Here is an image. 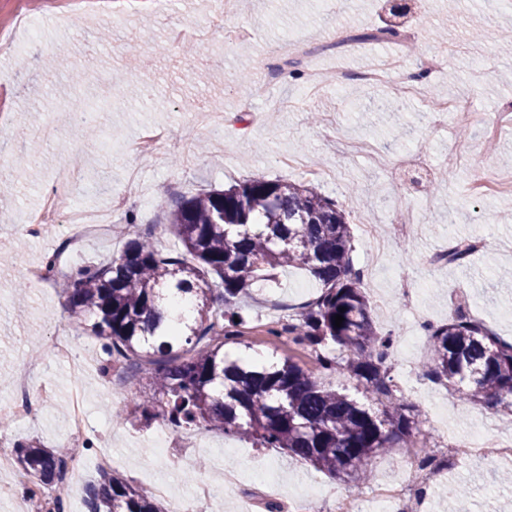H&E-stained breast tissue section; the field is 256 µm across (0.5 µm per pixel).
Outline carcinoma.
Here are the masks:
<instances>
[{
	"mask_svg": "<svg viewBox=\"0 0 512 512\" xmlns=\"http://www.w3.org/2000/svg\"><path fill=\"white\" fill-rule=\"evenodd\" d=\"M409 12L395 8L393 22L350 40L397 42ZM159 208L187 258L168 257L150 237L126 230L119 256L87 261L67 280L73 317L92 323L103 340V370L114 361H137L144 365L138 372L150 375L149 389L130 385L133 413L148 422L159 407L174 427H203L279 448L343 481L362 480L374 457L414 447L419 421L396 402L390 375L392 332L373 324L351 226L335 199L310 182L249 179ZM284 267L305 269L319 292L268 334L288 335L329 373L347 371L378 411L323 384L289 356L253 362L224 355V344L239 342L249 323L240 300ZM166 290L190 296L193 321L164 325L157 307ZM338 313L344 318L339 327ZM427 332L432 381L455 378L466 386L465 399L512 407V342L467 315L462 302L452 319ZM200 343L204 347L194 349ZM67 458L36 441L13 451L16 467L46 486L63 482ZM85 506L87 512H160L151 492L112 470L86 484Z\"/></svg>",
	"mask_w": 512,
	"mask_h": 512,
	"instance_id": "cac0c4a2",
	"label": "carcinoma"
}]
</instances>
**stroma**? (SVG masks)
I'll use <instances>...</instances> for the list:
<instances>
[{"instance_id":"35a3bbf8","label":"stroma","mask_w":512,"mask_h":512,"mask_svg":"<svg viewBox=\"0 0 512 512\" xmlns=\"http://www.w3.org/2000/svg\"><path fill=\"white\" fill-rule=\"evenodd\" d=\"M250 31L248 40L225 44L221 33L192 48L172 42L175 27L205 26L216 12ZM481 17L485 35L469 33ZM388 17L381 0H101L94 14L48 7L14 33L16 51L0 54V247L13 255L0 267V402L12 399L19 364L32 365L31 400L36 414L25 422L0 421V440L7 446L29 440L50 449L67 440L68 410L81 396L88 419L90 445L83 452L79 484L61 483L46 492L59 499L63 512H86L84 483L96 477L100 452L134 484L166 486L162 505L183 498L201 512H237L232 500L199 496L202 483H220L225 469L238 471L242 485L256 480L279 487L289 497L306 500L309 486L325 497L316 512H333L340 495L367 497L373 485L404 476L403 449L373 458L369 484L356 486L320 472L295 456L258 448L251 441L209 432L210 449L193 448L194 428H176L168 446L158 447L160 418L149 423L128 418L125 388L112 384L102 370L99 339L75 327L62 284H32L29 270L59 246L62 231L21 235L20 224L38 211L58 168L71 165L80 179L72 199L76 206L106 216L105 235L88 239L63 259L73 269L91 258L115 256L123 245V229L134 221L139 233L151 235L158 249L180 252L174 228L159 209V199L191 196L200 190L253 178L303 182L300 170L282 168L281 156L303 157L306 167L338 168L340 185H321L337 199L351 227L360 219L380 225L392 253L384 267L366 279L365 292L377 327H396L414 336L405 356H393L391 373L404 401L414 407L431 452L456 447L469 430L482 423L503 438L512 437V412L492 410L461 400L457 391L425 376L431 358L426 325L446 323L451 300L465 295L471 316L500 338L512 342V193L475 198L479 173L512 171V132L495 138L475 134L464 139L457 127L430 125L431 94L469 97L482 112L512 102V51L501 49L498 35L512 30V7L502 0H418L413 7L407 43L417 64L433 59L437 68L422 84L419 100H398V112L366 111L369 99H389L386 86H369L359 75L373 63L399 52L401 44L358 43L353 31L380 25ZM309 42L303 66L324 74L344 73L343 85L325 84L304 106H293L300 80L282 74L280 54L288 39ZM256 82L266 84L265 99L248 95ZM151 86V96L129 97L121 85ZM81 100L92 110L90 127L112 134V147L102 151L87 128L71 125L70 104ZM200 110L224 115V140L191 130ZM148 128L176 137L194 132L205 141L193 164L165 153L160 160L127 154L125 145ZM423 147V170H399L398 156ZM462 155L450 169V151ZM122 199L113 210L114 199ZM422 211L423 230L415 239L398 227L408 209ZM483 241V248L463 265L432 266L430 255L444 252L449 237ZM416 288L419 312L404 307L402 284ZM304 271L287 268L274 283L253 289L245 310L252 318L242 343H228L225 353L244 348L263 356L293 357L309 363V352L264 335V325L298 311L316 293ZM71 329L74 359L57 358L59 328ZM512 460L483 463L462 454L457 468L444 474L427 494L424 512H448L449 487L466 486L470 512H512Z\"/></svg>"}]
</instances>
